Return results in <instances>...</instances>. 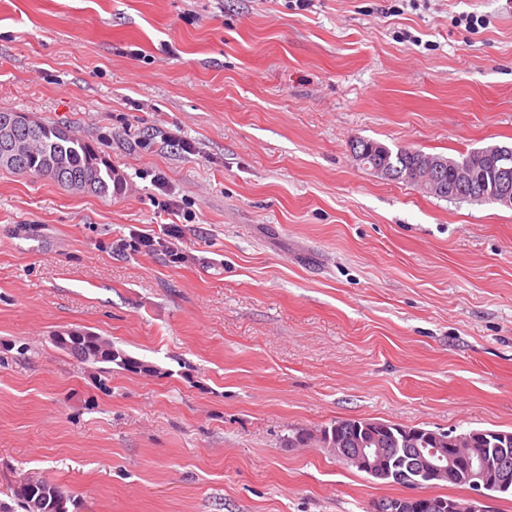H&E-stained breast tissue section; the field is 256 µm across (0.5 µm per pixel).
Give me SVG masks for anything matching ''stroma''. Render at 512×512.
I'll return each mask as SVG.
<instances>
[{
    "label": "stroma",
    "instance_id": "35a3bbf8",
    "mask_svg": "<svg viewBox=\"0 0 512 512\" xmlns=\"http://www.w3.org/2000/svg\"><path fill=\"white\" fill-rule=\"evenodd\" d=\"M1 110L126 183L0 169L12 512L29 476L70 512H368L406 488L296 430H512V210L350 153L511 143L512 0H0ZM163 224L180 262L134 242ZM67 329L155 371L80 363Z\"/></svg>",
    "mask_w": 512,
    "mask_h": 512
}]
</instances>
